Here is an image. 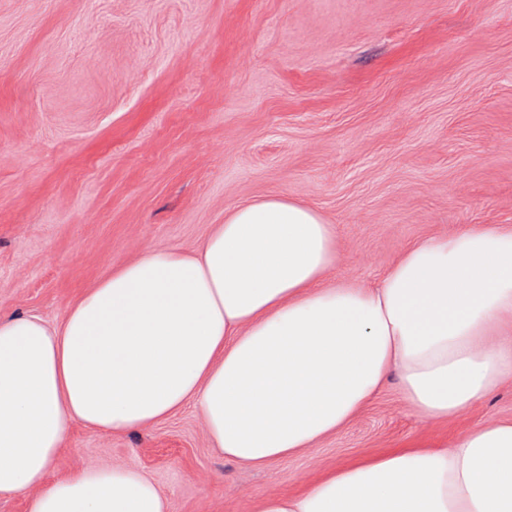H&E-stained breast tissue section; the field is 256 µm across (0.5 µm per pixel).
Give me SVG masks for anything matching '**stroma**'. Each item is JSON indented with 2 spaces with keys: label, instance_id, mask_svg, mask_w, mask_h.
<instances>
[{
  "label": "stroma",
  "instance_id": "obj_1",
  "mask_svg": "<svg viewBox=\"0 0 512 512\" xmlns=\"http://www.w3.org/2000/svg\"><path fill=\"white\" fill-rule=\"evenodd\" d=\"M269 196L336 225L332 282L512 225V0H0V313L60 323L115 266L196 250ZM421 429L391 383L251 469L189 406L127 435L73 426L50 476L125 465L168 512H243Z\"/></svg>",
  "mask_w": 512,
  "mask_h": 512
}]
</instances>
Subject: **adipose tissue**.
I'll return each mask as SVG.
<instances>
[{
    "mask_svg": "<svg viewBox=\"0 0 512 512\" xmlns=\"http://www.w3.org/2000/svg\"><path fill=\"white\" fill-rule=\"evenodd\" d=\"M335 225L270 196L229 210L194 252L149 248L61 323L0 314V497L28 512H167L142 471L49 479L73 425L124 435L194 405L225 459L304 453L395 382L419 421H458L512 377V226L408 247L373 285L327 282ZM247 512H512V418L315 473Z\"/></svg>",
    "mask_w": 512,
    "mask_h": 512,
    "instance_id": "obj_1",
    "label": "adipose tissue"
}]
</instances>
